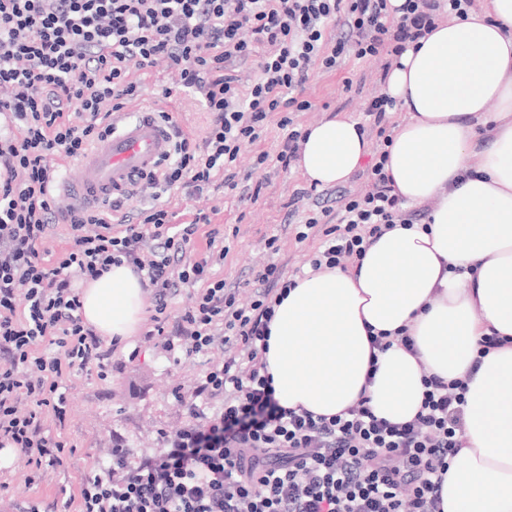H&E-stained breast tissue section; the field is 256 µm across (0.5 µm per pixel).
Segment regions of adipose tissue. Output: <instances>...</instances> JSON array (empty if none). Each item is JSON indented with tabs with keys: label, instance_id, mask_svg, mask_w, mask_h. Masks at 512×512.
<instances>
[{
	"label": "adipose tissue",
	"instance_id": "obj_1",
	"mask_svg": "<svg viewBox=\"0 0 512 512\" xmlns=\"http://www.w3.org/2000/svg\"><path fill=\"white\" fill-rule=\"evenodd\" d=\"M384 93L410 115L387 170L408 203L434 201L430 225L396 226L354 271L299 279L270 324L274 397L330 416L365 393L377 416L404 422L421 406L423 373L464 381L470 446L444 477L443 512H512V0H486L408 47ZM368 152L355 121L324 120L308 128L297 167L339 184ZM81 302L101 336L140 330L143 288L129 265L88 282ZM404 326L417 355L394 346L371 357L370 331ZM490 329L509 344L473 369Z\"/></svg>",
	"mask_w": 512,
	"mask_h": 512
}]
</instances>
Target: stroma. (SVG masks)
<instances>
[{"label": "stroma", "instance_id": "obj_1", "mask_svg": "<svg viewBox=\"0 0 512 512\" xmlns=\"http://www.w3.org/2000/svg\"><path fill=\"white\" fill-rule=\"evenodd\" d=\"M134 80L142 86L141 104L148 105L163 97L164 89H173L176 72L165 64L134 71ZM379 65L362 60L350 61L332 74H312L306 90L313 107L296 115L300 127L306 128L329 117L349 118L368 125L364 114L368 101L379 95L382 86ZM173 121L183 131L200 135L211 116L197 99L175 93L172 96ZM283 132L277 123H269L264 139L243 150L238 168L261 183L257 202L242 204L237 191L219 188L207 197L197 199L179 193L169 202L179 224L192 222L196 213L209 216L210 221L196 227L194 249L196 258L209 255V241L218 238L229 252L222 263L212 264L210 277L236 280L249 279L252 272L276 261L286 269L306 265L320 245L313 238L296 243L288 225V205L296 192H304L300 210L315 208L324 198L335 194L336 186L312 187L298 170L275 168L258 170L254 159L259 152H277ZM278 236V254L265 247L266 239ZM202 376L200 365L177 364L162 342L137 335L112 353L107 379L96 373L74 371L68 380L70 411L64 423L52 415L42 417L46 434L65 445L62 465L30 477L28 470L15 465L10 451L0 452V480L8 490H0V507L9 508L13 501L37 503L41 512H53L58 501L70 500V512L80 510L81 483L109 461L113 436H121L135 452L145 454L158 445V433L181 426L184 416L172 395L175 386H192Z\"/></svg>", "mask_w": 512, "mask_h": 512}]
</instances>
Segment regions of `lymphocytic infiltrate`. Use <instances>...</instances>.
<instances>
[{"instance_id":"f902f5d3","label":"lymphocytic infiltrate","mask_w":512,"mask_h":512,"mask_svg":"<svg viewBox=\"0 0 512 512\" xmlns=\"http://www.w3.org/2000/svg\"><path fill=\"white\" fill-rule=\"evenodd\" d=\"M478 0H0V450L14 451L31 475L62 462L65 446L45 436L42 416L64 421L67 372L110 371L106 342L81 315L75 280L97 279L128 264L149 293L147 338L179 340L184 361H204L192 388L172 394L184 424L160 432L156 452L139 455L121 437L112 463L87 477L81 512H443L450 462L469 442L463 381L423 376L413 419L377 417L368 396L332 416L274 398L265 354L275 306L301 276L270 263L238 285L208 277L209 259L191 258L194 224L170 234L163 194L208 193L216 175L236 189L241 150L260 142L269 120L285 130L277 154L260 152L256 169L289 170L304 133L294 115L311 109V71L346 61L400 57L439 21L465 19ZM256 59L241 83L237 65ZM166 62L178 92L198 97L213 116L203 137L175 130L168 159L140 175L153 205L138 216L126 199L111 212L65 214L53 187L51 156L80 159L112 129L113 113L140 99L132 69ZM395 100L381 94L365 109L376 138L368 187L341 190L295 225V239L321 237L312 273L348 269L396 225L428 218L392 188L385 166ZM66 223L70 249L46 264L42 240ZM197 285L190 305L170 300ZM222 359H214L216 350ZM221 399L214 413L208 401Z\"/></svg>"}]
</instances>
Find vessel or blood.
I'll return each instance as SVG.
<instances>
[{"instance_id":"obj_1","label":"vessel or blood","mask_w":512,"mask_h":512,"mask_svg":"<svg viewBox=\"0 0 512 512\" xmlns=\"http://www.w3.org/2000/svg\"><path fill=\"white\" fill-rule=\"evenodd\" d=\"M115 130L99 141L79 163L77 177L63 178L59 199L67 210L97 209L122 197L132 178L153 171L172 149L171 133L152 111L112 117Z\"/></svg>"}]
</instances>
